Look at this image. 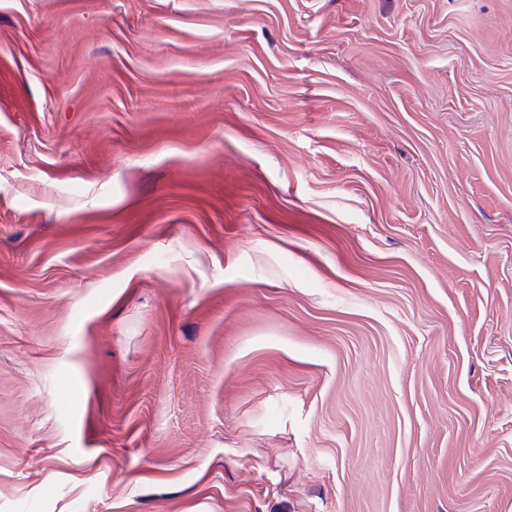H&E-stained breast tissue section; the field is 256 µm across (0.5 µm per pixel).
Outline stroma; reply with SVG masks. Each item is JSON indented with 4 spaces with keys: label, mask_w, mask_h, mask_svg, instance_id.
<instances>
[{
    "label": "stroma",
    "mask_w": 512,
    "mask_h": 512,
    "mask_svg": "<svg viewBox=\"0 0 512 512\" xmlns=\"http://www.w3.org/2000/svg\"><path fill=\"white\" fill-rule=\"evenodd\" d=\"M0 512H512V0H0Z\"/></svg>",
    "instance_id": "obj_1"
}]
</instances>
